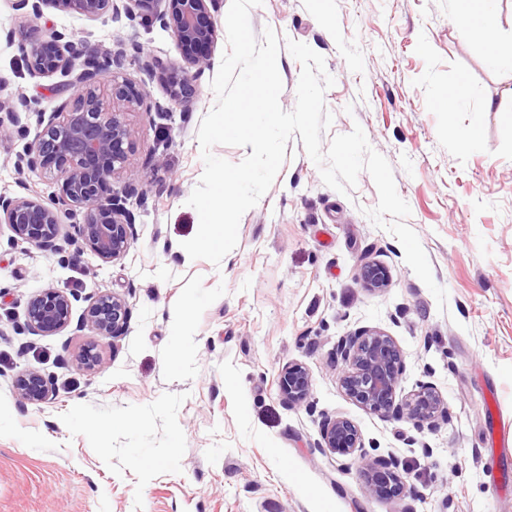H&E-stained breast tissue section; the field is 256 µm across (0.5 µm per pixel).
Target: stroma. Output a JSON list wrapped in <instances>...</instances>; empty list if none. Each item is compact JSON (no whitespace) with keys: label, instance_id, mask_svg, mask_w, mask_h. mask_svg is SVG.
<instances>
[{"label":"stroma","instance_id":"35a3bbf8","mask_svg":"<svg viewBox=\"0 0 512 512\" xmlns=\"http://www.w3.org/2000/svg\"><path fill=\"white\" fill-rule=\"evenodd\" d=\"M229 7L223 0L215 15L211 66L189 105L170 104L164 84L137 64L116 72L148 94L147 108L126 116L136 145L127 168L149 191L129 204L135 240L121 259L102 261L79 242L61 253L16 247L0 232V512H512V458L501 474L506 492L483 488L490 434L512 425V138L503 128L512 69L485 65L481 37L460 31L452 0H263L249 12L255 36L269 28L280 44H307L335 79L323 142L358 125L390 163L447 310L398 239L367 217L379 200L371 176L337 192L297 136L216 266L179 250L199 226L187 200L204 170L197 131L216 102ZM51 31L97 53L134 41L163 65L182 63L158 21L88 19L49 5L35 20L0 0V100L21 116L0 139V193L46 203L52 185L18 163L39 117L74 93L66 74L35 77L26 67L30 45ZM456 81L467 90L464 112L437 105L439 89ZM476 118V140L463 143ZM368 263L389 269L387 288L362 285ZM52 286L72 294L73 321L91 295L123 297L124 335L29 334L25 303ZM181 310L185 336L171 325ZM363 328L394 337L405 352L400 394L435 384L447 421L419 429L344 394L336 342ZM90 344L102 359L95 371L78 361ZM179 355L176 375L169 364ZM293 364L313 380L301 406L277 386ZM28 369L49 379L48 403L17 395L13 380ZM335 416L357 426L370 457H397L413 493L370 496L354 458L321 449L322 423ZM81 418L96 430L78 427Z\"/></svg>","mask_w":512,"mask_h":512}]
</instances>
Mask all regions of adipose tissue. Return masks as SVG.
Returning <instances> with one entry per match:
<instances>
[{"label":"adipose tissue","mask_w":512,"mask_h":512,"mask_svg":"<svg viewBox=\"0 0 512 512\" xmlns=\"http://www.w3.org/2000/svg\"><path fill=\"white\" fill-rule=\"evenodd\" d=\"M499 0H455L454 20L458 27L484 37L485 62L489 67L512 66V51L499 36Z\"/></svg>","instance_id":"obj_1"}]
</instances>
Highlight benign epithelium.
Segmentation results:
<instances>
[{"label":"benign epithelium","mask_w":512,"mask_h":512,"mask_svg":"<svg viewBox=\"0 0 512 512\" xmlns=\"http://www.w3.org/2000/svg\"><path fill=\"white\" fill-rule=\"evenodd\" d=\"M64 12L98 18L108 11L118 12L114 0H51ZM164 8L153 18L171 32L183 60L178 68H165L153 55L135 48L133 61L166 85L170 100L183 105L193 98V79L211 66V48L217 38L214 14L221 0H162ZM127 53L123 44L106 52L103 60L90 58L88 44L81 38L65 39L51 33L36 41L27 53L28 71L39 77L82 69L72 85L78 93L35 135L28 150L29 169L50 176L58 187V204L81 215L71 231L61 234L58 211L41 200L8 197L0 194V224L10 231L14 245L28 244L55 253L62 243L82 241L102 261L122 258L134 238L129 200L141 199L147 184L128 172L126 164L135 150L126 114L146 104L147 92L135 83L112 79L109 101L97 93L98 86L113 68L124 66ZM195 73H190V70ZM0 135L9 126L20 124L19 112L7 101L0 102ZM360 280L370 289H382L389 283V271L383 265H365ZM72 303L69 295L50 287L31 298L26 306V327L34 335H55L70 325ZM129 310L117 295L99 293L88 298V305L77 329L91 330L96 336L123 335ZM336 354L344 363L339 376L345 395L362 408L381 416L405 417L417 427H435L448 420V408L441 393L431 382H421L406 396L398 393L404 365V352L396 340L381 330L349 333L337 341ZM14 386L22 400L30 404L50 399L48 380L37 370L19 374ZM279 390L288 404L306 403L312 392V378L300 365L288 366L280 373ZM318 447L339 457L356 458L366 476V491L373 497L398 498L407 492V472L401 461L391 456L373 459L364 450V442L355 424L342 416L328 418L322 427Z\"/></svg>","instance_id":"obj_1"}]
</instances>
